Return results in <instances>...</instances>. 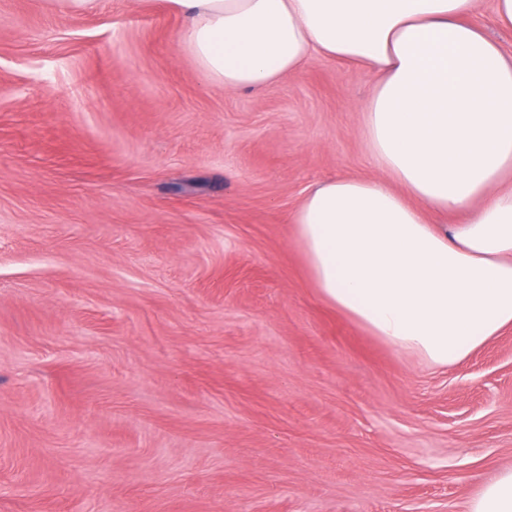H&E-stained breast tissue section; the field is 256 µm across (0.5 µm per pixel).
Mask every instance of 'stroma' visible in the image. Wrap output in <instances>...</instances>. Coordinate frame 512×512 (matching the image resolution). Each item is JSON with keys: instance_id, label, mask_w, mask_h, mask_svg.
<instances>
[{"instance_id": "35a3bbf8", "label": "stroma", "mask_w": 512, "mask_h": 512, "mask_svg": "<svg viewBox=\"0 0 512 512\" xmlns=\"http://www.w3.org/2000/svg\"><path fill=\"white\" fill-rule=\"evenodd\" d=\"M165 0H0V512H467L512 328L445 367L312 287L290 218L374 178L375 77L227 93Z\"/></svg>"}]
</instances>
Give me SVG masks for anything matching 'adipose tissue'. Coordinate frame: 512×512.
Instances as JSON below:
<instances>
[{"mask_svg": "<svg viewBox=\"0 0 512 512\" xmlns=\"http://www.w3.org/2000/svg\"><path fill=\"white\" fill-rule=\"evenodd\" d=\"M225 91L324 56L376 77L359 110L386 180L334 178L292 215L320 298L399 352L448 366L512 328V57L476 0H168ZM468 512H512V467Z\"/></svg>", "mask_w": 512, "mask_h": 512, "instance_id": "1", "label": "adipose tissue"}]
</instances>
